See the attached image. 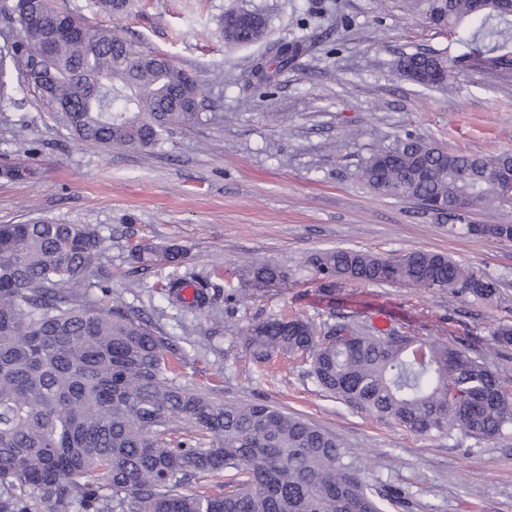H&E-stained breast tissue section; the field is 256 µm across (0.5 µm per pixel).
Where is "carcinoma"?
<instances>
[{"instance_id": "obj_1", "label": "carcinoma", "mask_w": 512, "mask_h": 512, "mask_svg": "<svg viewBox=\"0 0 512 512\" xmlns=\"http://www.w3.org/2000/svg\"><path fill=\"white\" fill-rule=\"evenodd\" d=\"M124 12L129 0H93ZM69 10L57 0H0V17L17 29L0 48V112L17 105L21 76L54 117L82 141L151 149L175 129L201 121L202 101L185 102L197 80L168 57L140 49L115 29L61 27ZM426 17L453 31L456 56L402 53L396 71L443 67L445 80L483 57L481 71H512V13L477 0H427ZM224 15L230 44L261 42L267 21L239 28ZM512 152L477 157L443 152L412 135L381 147L361 168L362 182L388 197L448 214L503 201L501 168ZM466 235L512 241V224H463ZM91 224L37 220L0 224V512H384L391 497L372 488L336 434L262 399L226 401L169 378L168 338L117 305L101 312L75 289L96 272L112 275ZM185 254L175 245L142 241L133 263L172 267L162 287L181 300ZM333 283L448 288L477 300L495 298L497 281L446 254H403L351 248L323 250L310 260ZM241 279L256 288L288 280V268L248 263ZM194 307L204 310L223 289L195 280ZM245 346L254 363L278 356L307 359L316 382L346 404L394 421L422 437L455 430L491 441L512 432V394L505 379L463 349L422 342L398 329L336 321L271 317L251 324ZM182 423L186 437L167 439ZM217 479L201 492L187 486Z\"/></svg>"}]
</instances>
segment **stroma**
I'll use <instances>...</instances> for the list:
<instances>
[{
	"label": "stroma",
	"instance_id": "obj_1",
	"mask_svg": "<svg viewBox=\"0 0 512 512\" xmlns=\"http://www.w3.org/2000/svg\"><path fill=\"white\" fill-rule=\"evenodd\" d=\"M91 27L192 71L204 118L145 152L79 141L31 87L17 82V107L0 122V224L50 219L93 224L112 290L85 288L97 306L121 304L172 343L179 383L214 388L228 401L261 398L336 432L367 481L404 499L387 512H512V433L490 443L453 434L429 438L380 421L323 391L307 365L265 366L246 355L244 331L258 320L299 315L390 326L424 340L465 346L494 371L512 366L498 350L497 322L512 323V242L449 233V218L411 198L369 190L358 170L396 137L424 138L450 152L512 151V73L459 72L441 88L398 75L404 52L457 53L453 36L408 0H132L120 17L91 0H64ZM231 8L268 19L265 42L231 47L219 34ZM306 50L276 82L255 83L253 59L279 41ZM180 245L183 269L224 287L199 312L170 304L168 270L132 268L131 246ZM445 253L498 280L490 301L399 284L322 287L308 263L321 250ZM288 266V282L242 283L241 260Z\"/></svg>",
	"mask_w": 512,
	"mask_h": 512
}]
</instances>
